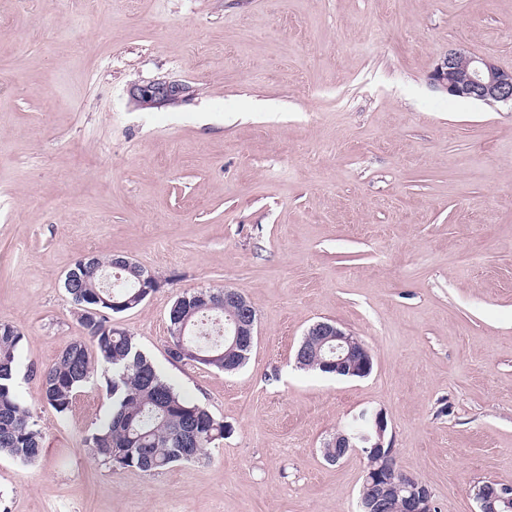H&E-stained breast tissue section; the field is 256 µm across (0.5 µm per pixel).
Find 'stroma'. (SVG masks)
Masks as SVG:
<instances>
[{
	"label": "stroma",
	"mask_w": 512,
	"mask_h": 512,
	"mask_svg": "<svg viewBox=\"0 0 512 512\" xmlns=\"http://www.w3.org/2000/svg\"><path fill=\"white\" fill-rule=\"evenodd\" d=\"M458 48L511 70L512 0H0V323L43 442L0 455V512H358L365 454L322 446L366 412L438 512L512 486V107L430 84ZM159 77L197 92L136 107ZM88 254L160 277L111 323L230 427L199 460L94 456L102 375L67 416L45 402ZM222 286L257 313L246 365L171 360L176 297ZM318 321L370 375L296 367Z\"/></svg>",
	"instance_id": "35a3bbf8"
}]
</instances>
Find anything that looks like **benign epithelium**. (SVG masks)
<instances>
[{
    "label": "benign epithelium",
    "instance_id": "benign-epithelium-1",
    "mask_svg": "<svg viewBox=\"0 0 512 512\" xmlns=\"http://www.w3.org/2000/svg\"><path fill=\"white\" fill-rule=\"evenodd\" d=\"M436 88L452 97L472 99L493 104L512 103V71L505 70L490 58L464 49H451L429 75ZM130 98L144 109L174 104L192 95V87L179 81L153 79L134 83L128 90ZM224 308L235 312L229 318L231 327L224 360L232 358L241 347H253L257 315L238 294L224 293ZM307 335L319 338L318 346L311 349L303 343L295 361L304 366L317 363L332 370L338 377L362 378L370 374L373 359L368 347L351 332L328 321H319L307 331ZM387 421L376 413L368 420L360 433L337 432L326 444L336 449L330 462H339L348 452L360 449L368 456L382 455L389 461V468H377L365 474V483L372 494L360 501L361 512H389L397 503L403 512H435L436 506L430 488L414 477L400 472L395 448L386 441ZM478 512H499L498 506L512 504V487L488 482L476 494Z\"/></svg>",
    "mask_w": 512,
    "mask_h": 512
}]
</instances>
